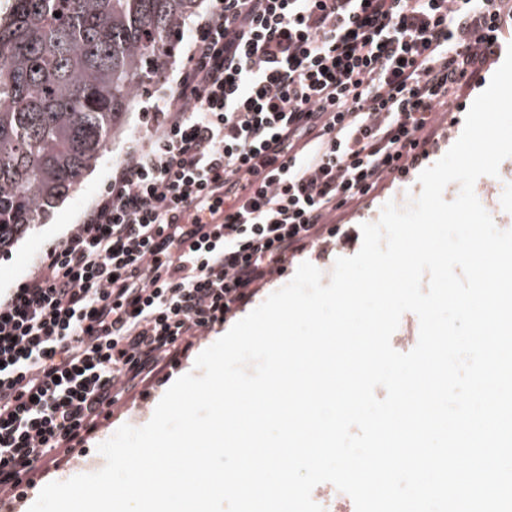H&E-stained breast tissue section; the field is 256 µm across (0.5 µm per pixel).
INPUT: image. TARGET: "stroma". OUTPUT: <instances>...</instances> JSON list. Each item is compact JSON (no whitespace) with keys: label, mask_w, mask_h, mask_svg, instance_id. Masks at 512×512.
Returning a JSON list of instances; mask_svg holds the SVG:
<instances>
[{"label":"stroma","mask_w":512,"mask_h":512,"mask_svg":"<svg viewBox=\"0 0 512 512\" xmlns=\"http://www.w3.org/2000/svg\"><path fill=\"white\" fill-rule=\"evenodd\" d=\"M493 74V69L482 70L472 79L469 88L464 90L460 98L449 101L447 109L440 116L439 126L420 167L411 168L402 177L385 181L366 201L338 217L337 228L325 229L318 240L300 254L298 262L290 263L285 270L274 273L263 288L244 302L233 316L226 319L224 326L215 327L212 331L196 337L193 348L182 358L176 369L160 375L144 392L135 394L118 409L113 410L111 421L100 426L83 447L62 459L58 467L24 480L19 497L0 501V512H28L41 489L48 483L97 472L99 464L104 461L97 450L98 445L112 437L121 425L144 426L147 415L155 410L170 385L181 375L194 372L197 356L223 336L225 327L233 326L271 293L285 286L293 278L299 262H310L327 275L331 273L337 258L357 254L362 244L361 224L377 222L386 202H395L402 208L419 196L422 190L418 181L421 168L435 164L458 140L468 109ZM144 105V98L135 100L126 114L121 131L108 144L96 165L83 173L77 190L62 198L48 217L31 225L10 249L0 253V289L15 287L23 281L31 272L36 255L46 244L77 229L83 212L95 202L110 180L113 165L122 162L132 142L143 135L145 126L141 119V110Z\"/></svg>","instance_id":"35a3bbf8"}]
</instances>
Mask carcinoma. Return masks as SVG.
Segmentation results:
<instances>
[{
  "mask_svg": "<svg viewBox=\"0 0 512 512\" xmlns=\"http://www.w3.org/2000/svg\"><path fill=\"white\" fill-rule=\"evenodd\" d=\"M197 0H11L0 15V252L74 188Z\"/></svg>",
  "mask_w": 512,
  "mask_h": 512,
  "instance_id": "cac0c4a2",
  "label": "carcinoma"
}]
</instances>
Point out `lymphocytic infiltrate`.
I'll list each match as a JSON object with an SVG mask.
<instances>
[{"label": "lymphocytic infiltrate", "mask_w": 512, "mask_h": 512, "mask_svg": "<svg viewBox=\"0 0 512 512\" xmlns=\"http://www.w3.org/2000/svg\"><path fill=\"white\" fill-rule=\"evenodd\" d=\"M512 0H210L78 229L0 293V495L417 163Z\"/></svg>", "instance_id": "1"}]
</instances>
